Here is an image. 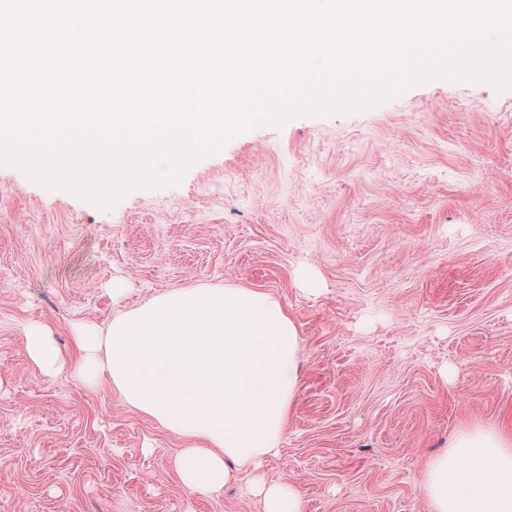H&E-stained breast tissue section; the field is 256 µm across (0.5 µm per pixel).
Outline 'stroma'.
I'll use <instances>...</instances> for the list:
<instances>
[{
	"label": "stroma",
	"mask_w": 512,
	"mask_h": 512,
	"mask_svg": "<svg viewBox=\"0 0 512 512\" xmlns=\"http://www.w3.org/2000/svg\"><path fill=\"white\" fill-rule=\"evenodd\" d=\"M126 291L112 297L113 280ZM269 294L297 326L278 452L188 492L183 438L108 383L45 375L25 328H77L175 288ZM512 437V88L424 82L373 109L257 126L104 209L0 165V512H433L428 464ZM264 512H302V495L292 487H270L264 495Z\"/></svg>",
	"instance_id": "obj_1"
}]
</instances>
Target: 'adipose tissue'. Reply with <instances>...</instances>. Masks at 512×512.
Wrapping results in <instances>:
<instances>
[{"instance_id":"obj_1","label":"adipose tissue","mask_w":512,"mask_h":512,"mask_svg":"<svg viewBox=\"0 0 512 512\" xmlns=\"http://www.w3.org/2000/svg\"><path fill=\"white\" fill-rule=\"evenodd\" d=\"M76 374L106 379L166 429L202 440L181 451L187 490L217 491L228 461L273 452L298 388L297 327L268 294L243 286L178 288L119 312L106 331H77ZM434 512H512V440L468 432L433 460Z\"/></svg>"}]
</instances>
